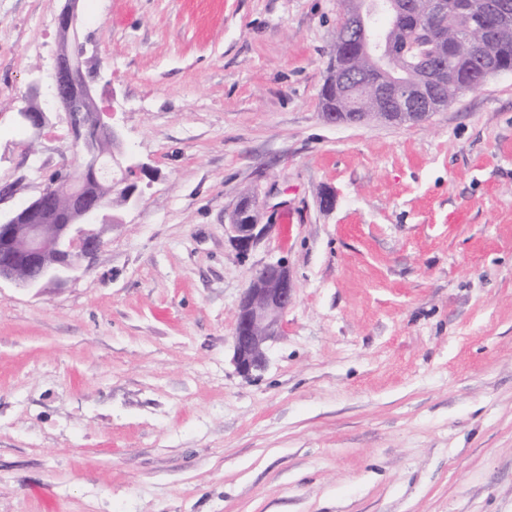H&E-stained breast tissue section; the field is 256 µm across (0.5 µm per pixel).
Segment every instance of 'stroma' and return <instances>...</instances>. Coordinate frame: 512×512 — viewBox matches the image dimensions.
<instances>
[{
	"label": "stroma",
	"instance_id": "obj_1",
	"mask_svg": "<svg viewBox=\"0 0 512 512\" xmlns=\"http://www.w3.org/2000/svg\"><path fill=\"white\" fill-rule=\"evenodd\" d=\"M65 5L0 0L5 216L79 161L50 95ZM78 13L149 172L72 278L0 284V512H512V73L419 125L332 126L337 0ZM251 190L278 224L243 254ZM278 258L295 301L247 379L237 307Z\"/></svg>",
	"mask_w": 512,
	"mask_h": 512
}]
</instances>
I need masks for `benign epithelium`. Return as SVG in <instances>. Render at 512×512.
<instances>
[{
	"instance_id": "benign-epithelium-1",
	"label": "benign epithelium",
	"mask_w": 512,
	"mask_h": 512,
	"mask_svg": "<svg viewBox=\"0 0 512 512\" xmlns=\"http://www.w3.org/2000/svg\"><path fill=\"white\" fill-rule=\"evenodd\" d=\"M68 0L57 19L61 36L55 58L52 95L64 112L80 164L74 174L49 182L39 196L21 210L0 219V282L21 288H39L60 282L92 259L104 246L102 212L112 205L100 194L103 182L123 185L121 196L129 202L136 186L130 179L145 171L127 150L118 126L104 119L93 97L83 68L84 48L79 42L76 3ZM460 10L474 7L495 16L498 24H512L509 0H460ZM399 12L395 0H352L348 24L341 32L348 49L366 57L370 68L361 74L343 72L335 81L346 93L364 100L367 112L357 113V123L379 120L391 124L422 123L443 110L437 97L430 63L436 45L448 43L453 51L459 36H441L431 42L425 36V19L448 13V0H427L424 13L412 15L405 39L371 41L368 28L377 14ZM415 65L425 76L409 81L403 73ZM273 229L260 223L253 210L247 224L230 216L227 232L236 248L246 253ZM296 284L287 263L279 259L258 270L244 289L233 331L232 362L236 371L250 377L267 366V350L283 331V316L295 300Z\"/></svg>"
}]
</instances>
